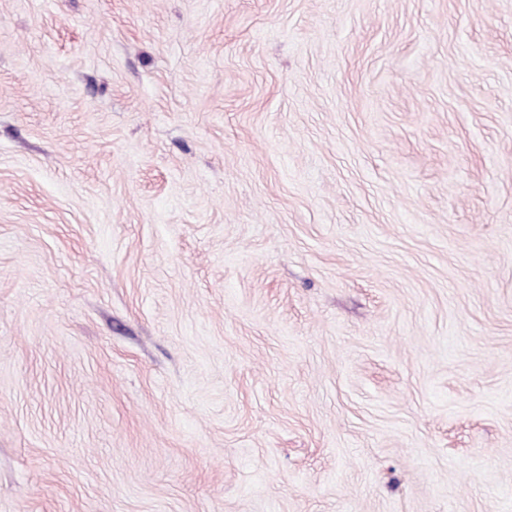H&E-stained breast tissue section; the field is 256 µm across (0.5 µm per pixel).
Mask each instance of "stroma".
I'll use <instances>...</instances> for the list:
<instances>
[{
  "instance_id": "obj_1",
  "label": "stroma",
  "mask_w": 512,
  "mask_h": 512,
  "mask_svg": "<svg viewBox=\"0 0 512 512\" xmlns=\"http://www.w3.org/2000/svg\"><path fill=\"white\" fill-rule=\"evenodd\" d=\"M0 512H512V0H0Z\"/></svg>"
}]
</instances>
